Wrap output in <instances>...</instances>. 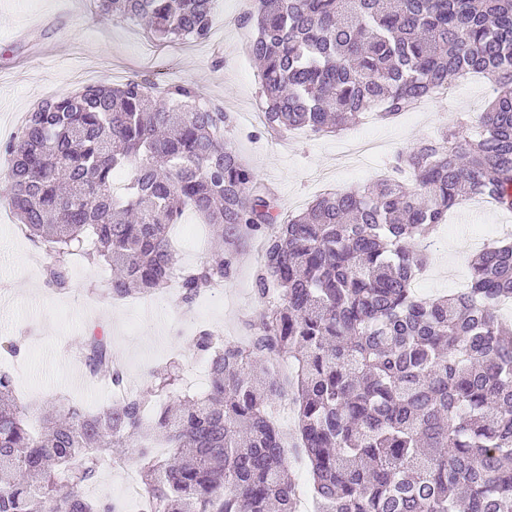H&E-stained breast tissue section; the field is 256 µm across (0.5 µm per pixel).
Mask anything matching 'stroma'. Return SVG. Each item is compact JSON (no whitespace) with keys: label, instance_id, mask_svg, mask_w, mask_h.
Instances as JSON below:
<instances>
[{"label":"stroma","instance_id":"35a3bbf8","mask_svg":"<svg viewBox=\"0 0 512 512\" xmlns=\"http://www.w3.org/2000/svg\"><path fill=\"white\" fill-rule=\"evenodd\" d=\"M244 10L242 0H217L208 40L165 47L151 42L138 22L101 16L93 0H0V144L11 140L27 112L46 98L86 85H115L134 75L160 87L190 81L202 98L223 102L233 119L226 139L275 198L278 212L296 215L321 194L369 184L399 149L437 137L451 121L444 98L424 111L372 128L362 123L340 135L306 130L275 135L260 121H244V114L265 103L259 68L249 53L254 32L239 22ZM365 131L381 145L376 167L345 174L337 148L342 138ZM181 221L184 230L169 235L178 266L187 268L208 256L213 236L205 228L192 233L193 212H184ZM501 224L512 225V213L496 207L450 217L417 292L435 297L459 288L474 254L468 246L460 248V241L496 236ZM264 241L260 233L243 243L233 277L215 295L199 298L192 311H184L172 288L129 300H93L87 286L110 276V269L75 262L69 289L48 290L41 276L45 250L24 236L0 196V339L25 344L20 356L1 354L0 366L12 374L17 398L28 404L34 419L63 401L86 412L110 404L113 389L103 380L71 383L85 370L78 348L93 331L107 336L136 390L148 389L151 371L173 361L192 376L198 358L188 342L196 331L206 327L232 343L247 335L246 324L259 310L254 271Z\"/></svg>","mask_w":512,"mask_h":512}]
</instances>
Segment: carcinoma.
<instances>
[{
  "mask_svg": "<svg viewBox=\"0 0 512 512\" xmlns=\"http://www.w3.org/2000/svg\"><path fill=\"white\" fill-rule=\"evenodd\" d=\"M216 0H97L114 20H144L164 43L205 41ZM265 126L335 132L368 112L389 118L480 73L483 112H461L435 140L398 152V173L328 193L279 221L224 132L232 118L195 85L130 77L41 102L0 147L11 204L45 248L46 286L69 288L72 257L112 270L90 294L137 298L177 282L193 306L233 276L238 248L263 233L255 273L263 310L245 345L208 330V390L146 416L182 383L170 363L151 389L94 414L76 407L28 423L0 370V512H124L85 494L133 448L145 512H296L286 463L308 466L317 512H512V240L477 253L468 287L419 298L427 243L475 195L512 211V0H254ZM131 168L123 195L113 174ZM194 212L225 244L189 269L168 229ZM89 373L125 385L93 336ZM288 394L287 433L269 414Z\"/></svg>",
  "mask_w": 512,
  "mask_h": 512,
  "instance_id": "obj_1",
  "label": "carcinoma"
}]
</instances>
